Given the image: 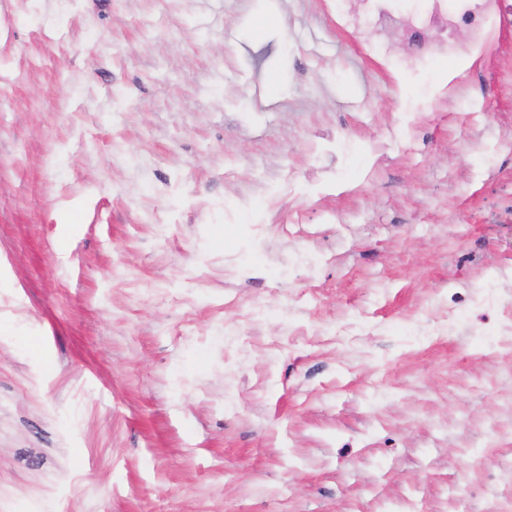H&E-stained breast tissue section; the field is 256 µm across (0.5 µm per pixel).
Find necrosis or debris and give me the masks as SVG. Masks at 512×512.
Segmentation results:
<instances>
[{
    "mask_svg": "<svg viewBox=\"0 0 512 512\" xmlns=\"http://www.w3.org/2000/svg\"><path fill=\"white\" fill-rule=\"evenodd\" d=\"M335 23L370 32L366 54L391 60L409 77L442 59L490 52L501 30L512 28V0H340Z\"/></svg>",
    "mask_w": 512,
    "mask_h": 512,
    "instance_id": "4bbe7bcc",
    "label": "necrosis or debris"
}]
</instances>
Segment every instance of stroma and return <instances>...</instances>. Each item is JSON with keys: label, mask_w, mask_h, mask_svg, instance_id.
<instances>
[{"label": "stroma", "mask_w": 512, "mask_h": 512, "mask_svg": "<svg viewBox=\"0 0 512 512\" xmlns=\"http://www.w3.org/2000/svg\"><path fill=\"white\" fill-rule=\"evenodd\" d=\"M368 38L0 0V512H512V29L416 115Z\"/></svg>", "instance_id": "1"}]
</instances>
